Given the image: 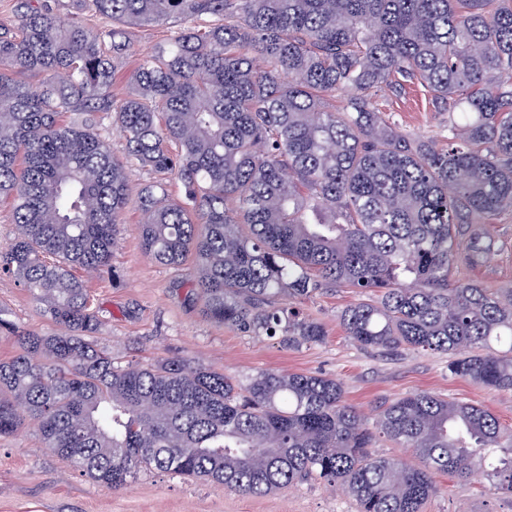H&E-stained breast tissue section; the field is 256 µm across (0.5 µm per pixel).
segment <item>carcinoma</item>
<instances>
[{
    "instance_id": "obj_1",
    "label": "carcinoma",
    "mask_w": 512,
    "mask_h": 512,
    "mask_svg": "<svg viewBox=\"0 0 512 512\" xmlns=\"http://www.w3.org/2000/svg\"><path fill=\"white\" fill-rule=\"evenodd\" d=\"M93 30L48 0H17L0 32V198L17 234L0 247L56 327L14 335L0 361V436L28 427L112 490L142 471L258 496L315 480L359 512H422L435 474L486 473L512 493V431L489 409L417 392L370 423L333 377L259 370L236 380L184 358L121 365L95 341L85 278L112 271L131 174L141 246L185 278L203 314L290 346L327 331L302 305L328 288L377 294L339 315L363 348L448 354L451 374L512 392V289L457 276L495 240L459 237L512 211V0H76ZM181 27L112 97L129 30ZM29 73L49 78L38 88ZM416 80L448 112L443 141L401 131L376 92ZM347 93L339 109L326 97ZM71 113L70 121L61 117ZM125 141L115 157L101 133ZM82 271L84 276L76 275ZM384 437L418 464L372 453Z\"/></svg>"
}]
</instances>
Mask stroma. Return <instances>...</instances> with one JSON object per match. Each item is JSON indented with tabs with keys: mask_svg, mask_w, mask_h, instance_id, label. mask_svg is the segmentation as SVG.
<instances>
[{
	"mask_svg": "<svg viewBox=\"0 0 512 512\" xmlns=\"http://www.w3.org/2000/svg\"><path fill=\"white\" fill-rule=\"evenodd\" d=\"M174 21L133 28L128 51L114 61L112 95L123 99L130 73L141 56L163 44ZM376 106L415 136L443 135L448 115L433 92L419 82L384 89ZM142 213L129 204L112 252L113 274L88 286L100 309V345L115 361L151 364L189 359L238 378L260 370L324 373L341 380L345 400L367 420L395 398L428 391L456 401L486 406L512 429V394L482 388L448 370L439 352L363 349L339 325L338 314L357 299L353 289L329 291L306 302L305 311L326 326L324 343L291 347L281 337L248 336L208 320L200 302L182 285V274L155 262L140 241ZM487 233L497 247L479 266L463 268L466 278L495 288H512V213L490 220ZM0 317L22 329L49 333L53 325L11 276L0 275ZM441 490L424 512H512V494L494 491L486 475L436 477ZM353 494L320 482L288 486L262 496H246L193 478L148 472L125 489L97 484L43 447L34 429L0 437V512H357Z\"/></svg>",
	"mask_w": 512,
	"mask_h": 512,
	"instance_id": "35a3bbf8",
	"label": "stroma"
}]
</instances>
